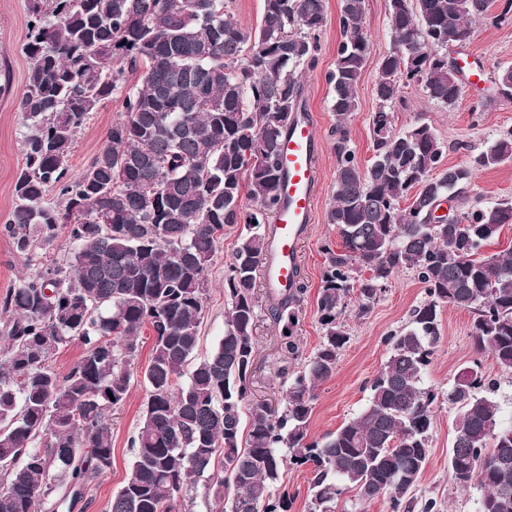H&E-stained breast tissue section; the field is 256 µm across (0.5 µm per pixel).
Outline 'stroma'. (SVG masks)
I'll list each match as a JSON object with an SVG mask.
<instances>
[{
    "mask_svg": "<svg viewBox=\"0 0 512 512\" xmlns=\"http://www.w3.org/2000/svg\"><path fill=\"white\" fill-rule=\"evenodd\" d=\"M327 19L322 27L318 60L314 68H300L302 97L315 113L322 127L323 150L319 156L320 196L316 202L314 223L309 239L300 248L301 267L307 291L297 308L298 322L293 330L299 346L298 359L285 358L280 350L282 329L269 313L270 293L259 288L258 321L255 339L258 352L250 377L253 398L272 402L282 400L285 382L299 360L313 355L322 339L316 297L325 256V241L336 238L328 222L333 205L336 181V156L333 151L336 116L331 110L332 89L328 74L334 67L336 48L341 39L339 15L342 0H326ZM502 0H495L488 16L474 19L472 35L462 47L485 70L479 86L463 85L459 101L446 109L425 97L421 85L402 87L390 112L395 130L407 129L415 121L430 123L445 145L444 167L467 164L502 135L512 131V98L502 96L496 82L499 72L512 67V20L502 22L498 16ZM364 21L370 39V55L358 86V109L348 118L350 145L360 165L369 164L372 156L370 128L377 108L374 84L381 59L393 48L387 0H363ZM26 10L24 0H0V225L6 223L15 203L14 184L24 165L22 135L24 120L17 108V96L23 89L28 62L20 47L25 40ZM122 113L121 95L91 113L75 139L70 166L80 172L101 145L108 128ZM512 197V162L479 171L468 190L470 203L491 206ZM238 229L225 231L214 262L209 269L212 288L207 300L198 357L207 356L224 334V269L237 246ZM73 246L67 236L43 247L39 260L23 266L12 244L0 235V298L20 277L38 272L42 260L65 262ZM426 298L424 287L406 272L389 281L379 301L363 318L348 315L349 342L344 349L335 375L316 389L311 419L312 436L336 430L356 417L365 407L369 381L388 358L386 337L409 321L412 309ZM472 316L458 309H444L441 339L425 377V387L434 389L430 455L426 468L413 493L410 512H422L425 499L437 502V512H479L482 490L479 486L458 488L448 465L454 438L456 410L446 394L462 367L473 355ZM145 391L140 377H133L125 402L112 417V466L89 486L75 508L60 507L57 512H108L113 494L123 485L133 450L130 440L137 423Z\"/></svg>",
    "mask_w": 512,
    "mask_h": 512,
    "instance_id": "obj_1",
    "label": "stroma"
}]
</instances>
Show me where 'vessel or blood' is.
Returning a JSON list of instances; mask_svg holds the SVG:
<instances>
[{
	"label": "vessel or blood",
	"mask_w": 512,
	"mask_h": 512,
	"mask_svg": "<svg viewBox=\"0 0 512 512\" xmlns=\"http://www.w3.org/2000/svg\"><path fill=\"white\" fill-rule=\"evenodd\" d=\"M321 149L319 125L309 107H300L280 145L277 219L270 228L272 250L263 266L265 285L275 293L296 287L301 277L299 248L314 222Z\"/></svg>",
	"instance_id": "obj_1"
}]
</instances>
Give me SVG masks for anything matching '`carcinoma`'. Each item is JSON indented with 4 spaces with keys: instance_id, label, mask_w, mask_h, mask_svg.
I'll use <instances>...</instances> for the list:
<instances>
[{
    "instance_id": "obj_1",
    "label": "carcinoma",
    "mask_w": 512,
    "mask_h": 512,
    "mask_svg": "<svg viewBox=\"0 0 512 512\" xmlns=\"http://www.w3.org/2000/svg\"><path fill=\"white\" fill-rule=\"evenodd\" d=\"M362 2L343 0L328 74L336 113L328 221L340 247L323 245L322 341L273 406L249 399L255 290L278 203L280 144L301 99L296 71L316 64L326 0H263L254 29L224 0H25L33 23L17 101L25 164L0 233L25 265L61 231L75 249L67 265H42L0 301V512H36L60 489L78 499L110 469L112 412L129 394L147 332L135 451L110 512H182L202 479L216 512H289L288 492L275 486L301 466L314 473L309 512H336L346 490L406 512L430 453L436 395L423 380L442 311L470 312L478 353L512 370V250L481 254L512 224V198L479 207L466 196L477 172L512 161V132L443 171L434 128L419 121L397 132L388 111L412 82L429 100L456 105L463 68L448 49L469 39V22L491 0H388L395 45L378 68L374 156L364 170L347 127L370 53ZM134 72L140 84L129 88ZM119 91L123 117L72 173L76 132ZM450 197L457 209L442 219L436 211ZM238 224L245 230L224 271V336L196 361L209 268L224 228ZM400 272L423 284L425 301L386 337L389 356L363 411L310 438L315 390L336 374L349 342L350 295L361 318ZM305 290L301 280L271 306L291 355ZM74 341L83 353L62 374L54 358ZM496 391L476 359L448 389L457 408L452 477L483 489L479 512H512V426L501 424ZM218 457L222 476L211 473Z\"/></svg>"
}]
</instances>
